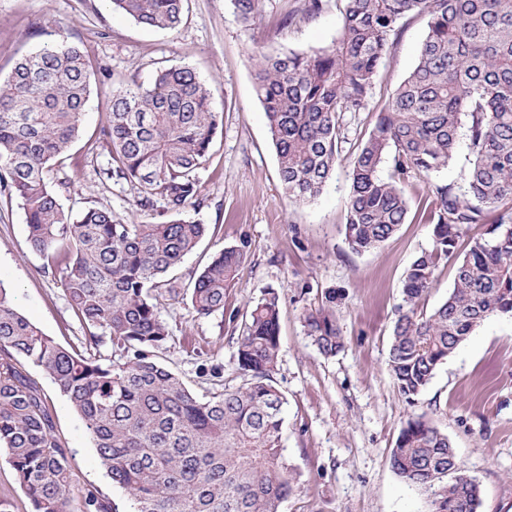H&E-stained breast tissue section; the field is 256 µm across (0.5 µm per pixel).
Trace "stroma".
Instances as JSON below:
<instances>
[{
    "mask_svg": "<svg viewBox=\"0 0 512 512\" xmlns=\"http://www.w3.org/2000/svg\"><path fill=\"white\" fill-rule=\"evenodd\" d=\"M301 4L260 0L259 14L245 24L231 0H186L180 26L161 31L113 13L106 0H0V80L23 56L52 44L58 31L72 34L90 59L91 93L80 138L56 161L69 180L55 191L64 208L106 207L117 217L144 223L153 217L138 211L136 189L98 174L106 155L99 129L112 88L124 80L146 83L157 71L184 64L207 82L224 121L199 172L203 204L187 212L206 224L207 234L167 279L190 288L225 247L238 249L244 260L236 286L226 292L223 314L198 316L186 299L164 304L161 316L171 340L158 359L200 396L240 386L238 325L228 316L277 292L280 350L273 378L287 398L283 445L296 474L281 512H432L430 491L408 485L390 466L401 428L420 415L447 433L463 470L478 483V512H512V317L484 321L440 365L418 400L407 403L386 359L406 269L431 242L423 182L407 186L408 218L380 249L353 253L343 233L346 161L414 68L427 18L411 15L399 23L368 109L345 133L343 164L320 197L299 204L280 186L252 69L259 52L309 53L335 43L343 24L340 0L317 17L285 25ZM482 231L472 227L459 239L454 259L438 268L427 307L447 297L458 259ZM0 284L45 335L79 346L83 329L65 299L62 276L45 269L29 245L20 201L3 194ZM331 288L343 294L336 321L345 348L327 358L306 336L303 317L321 307ZM25 371L44 395L69 450L71 512H82L91 491L112 500L119 512H130L125 491L107 476L66 397L42 369L29 365Z\"/></svg>",
    "mask_w": 512,
    "mask_h": 512,
    "instance_id": "35a3bbf8",
    "label": "stroma"
}]
</instances>
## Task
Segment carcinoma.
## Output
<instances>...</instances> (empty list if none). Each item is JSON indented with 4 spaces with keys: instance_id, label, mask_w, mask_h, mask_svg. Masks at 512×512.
I'll list each match as a JSON object with an SVG mask.
<instances>
[{
    "instance_id": "carcinoma-1",
    "label": "carcinoma",
    "mask_w": 512,
    "mask_h": 512,
    "mask_svg": "<svg viewBox=\"0 0 512 512\" xmlns=\"http://www.w3.org/2000/svg\"><path fill=\"white\" fill-rule=\"evenodd\" d=\"M108 2L147 29L173 31L182 21L184 0ZM341 2L334 46L261 53L253 84L282 189L310 202L341 161L345 114L368 108L391 34L411 14L428 17L415 67L349 162L344 224L352 252L380 248L406 222L405 182L423 180L431 243L406 270L387 359L398 393L412 403L482 322L512 314V216L487 220L488 212L512 206V0ZM232 4L245 23L258 14L259 0ZM89 95L85 52L62 31L0 81V192L21 200L28 242L46 266L62 271L66 301L85 328V351L68 349L20 314L0 287V448L33 512H70L68 449L22 370L26 361L67 397L134 512H280L295 478L282 441L287 399L272 377L278 294L266 293L242 314L241 386L200 397L157 359L171 338L161 301L177 296L164 277L207 231L186 212L200 205L197 172L223 113L188 65L113 88L101 173L134 186L138 209L159 216L128 224L108 208L65 209L47 178L50 162L79 137ZM462 143L469 160L463 184L437 180ZM475 224L483 233L457 264L448 296L421 310L437 268ZM242 260L239 250L224 248L198 274L190 295L198 316L224 312ZM340 300L329 290L304 316L306 335L326 357L344 348ZM106 345L119 357L103 354ZM390 464L407 484L432 492L434 512H477L478 484L464 473L448 434L424 418L401 429ZM115 510L105 497L85 496L84 512Z\"/></svg>"
}]
</instances>
